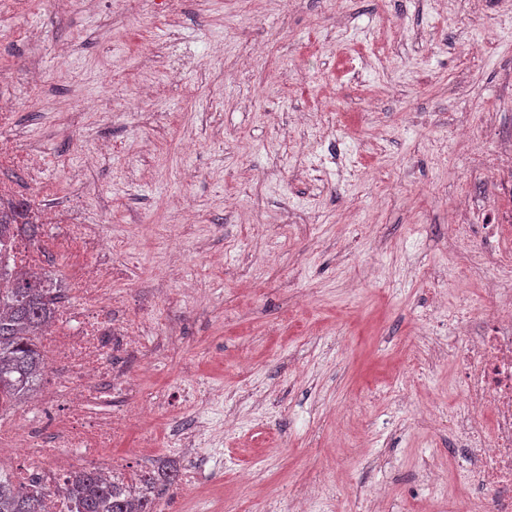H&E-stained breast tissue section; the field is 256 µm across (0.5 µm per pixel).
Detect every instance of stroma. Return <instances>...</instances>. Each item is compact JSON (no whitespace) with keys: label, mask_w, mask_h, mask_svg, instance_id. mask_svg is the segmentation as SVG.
Here are the masks:
<instances>
[{"label":"stroma","mask_w":512,"mask_h":512,"mask_svg":"<svg viewBox=\"0 0 512 512\" xmlns=\"http://www.w3.org/2000/svg\"><path fill=\"white\" fill-rule=\"evenodd\" d=\"M167 1L0 7L15 128L121 242L118 304L157 321L133 364L169 397L159 446L139 452L130 428L100 466L177 470L161 512H440L421 469L465 462L446 424L448 201L467 196L473 224L501 201L484 156L512 143V0ZM485 32L490 52L468 56ZM220 417L190 455L169 447Z\"/></svg>","instance_id":"1"}]
</instances>
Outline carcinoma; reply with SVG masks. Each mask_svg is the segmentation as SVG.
Masks as SVG:
<instances>
[{"label": "carcinoma", "instance_id": "cac0c4a2", "mask_svg": "<svg viewBox=\"0 0 512 512\" xmlns=\"http://www.w3.org/2000/svg\"><path fill=\"white\" fill-rule=\"evenodd\" d=\"M40 225L29 218V206L18 202L0 205V240L21 232L35 240ZM49 277L18 276L0 265V401L16 405L44 373V360L36 330L50 322L58 295L48 286ZM177 475L147 473L141 476L142 492L135 496L122 484L96 468L69 474L57 492L77 501L79 512H159L153 493L159 482L175 483ZM49 490H26L11 477L0 474V512H48Z\"/></svg>", "mask_w": 512, "mask_h": 512}]
</instances>
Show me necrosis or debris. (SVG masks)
I'll return each instance as SVG.
<instances>
[{"mask_svg": "<svg viewBox=\"0 0 512 512\" xmlns=\"http://www.w3.org/2000/svg\"><path fill=\"white\" fill-rule=\"evenodd\" d=\"M13 117V107L0 104V201L32 199L53 232L38 243L15 236L0 260L36 273L60 255L72 268L63 282L66 297L41 331L45 373L25 422L0 404V468L41 487L60 481L72 461L95 464L159 403L153 396L113 403L109 383L138 355L146 320L123 317L121 333L113 334L112 242L98 225L57 208L41 159L10 133ZM15 169L26 178H9ZM450 234L467 270L483 282L486 314L455 324L449 356L461 395L448 406V432L467 449L469 465L449 469L439 490L448 512H512V199L484 225L454 224Z\"/></svg>", "mask_w": 512, "mask_h": 512, "instance_id": "4bbe7bcc", "label": "necrosis or debris"}]
</instances>
